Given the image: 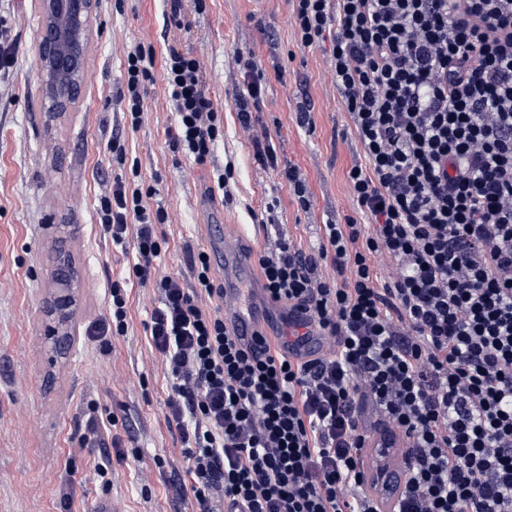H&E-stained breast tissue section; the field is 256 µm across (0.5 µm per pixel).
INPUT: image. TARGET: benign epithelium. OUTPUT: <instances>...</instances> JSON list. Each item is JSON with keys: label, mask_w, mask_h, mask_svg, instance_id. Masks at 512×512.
<instances>
[{"label": "benign epithelium", "mask_w": 512, "mask_h": 512, "mask_svg": "<svg viewBox=\"0 0 512 512\" xmlns=\"http://www.w3.org/2000/svg\"><path fill=\"white\" fill-rule=\"evenodd\" d=\"M96 0H38L41 14L35 50L41 63L42 91L49 111L61 113L82 91L86 52L92 36ZM52 291L46 302L45 336L57 357L65 358L75 345L73 318L81 293V278L65 250H58L51 271ZM390 451L378 449L372 477L386 485Z\"/></svg>", "instance_id": "benign-epithelium-1"}]
</instances>
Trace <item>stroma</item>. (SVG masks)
Segmentation results:
<instances>
[{
  "label": "stroma",
  "instance_id": "1",
  "mask_svg": "<svg viewBox=\"0 0 512 512\" xmlns=\"http://www.w3.org/2000/svg\"><path fill=\"white\" fill-rule=\"evenodd\" d=\"M169 0H97L86 77L77 103L52 117L41 93L34 40L35 0H0V33L15 48L0 71V512H94L104 497L121 512H192L175 500L169 469L185 470L166 401L172 377L147 326L157 306L154 288L132 273V246L113 244L99 222L100 200L117 180L152 190L162 206L159 264L184 286L195 283L193 260L210 251L205 225L212 210L225 224H243V250L273 247L276 228L303 248L317 246L328 221L360 219L347 174L363 160L343 110L323 46H301L289 0H183L184 28L170 26ZM198 57L223 133L207 164L175 151L167 137L176 114L163 79L169 45ZM153 47L142 121L125 116L129 53ZM254 55L264 77L255 116L268 128L278 167L262 165L239 124L233 98L245 84L239 56ZM310 104L312 124L297 120ZM123 151L113 154L112 139ZM298 168L311 206L295 202L279 168ZM227 170L226 193L214 189ZM79 228L66 247L84 286L74 318L78 336L67 358H56L43 335L48 269L60 225ZM126 295L128 329L93 333L108 318L113 285ZM128 418L109 478L98 474V451L83 447L91 420ZM165 470H158L157 460Z\"/></svg>",
  "mask_w": 512,
  "mask_h": 512
}]
</instances>
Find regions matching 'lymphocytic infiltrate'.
<instances>
[{
    "label": "lymphocytic infiltrate",
    "mask_w": 512,
    "mask_h": 512,
    "mask_svg": "<svg viewBox=\"0 0 512 512\" xmlns=\"http://www.w3.org/2000/svg\"><path fill=\"white\" fill-rule=\"evenodd\" d=\"M290 3L301 45L330 47L363 152L348 182L366 221L325 224L314 254L278 232L258 265L327 348L308 360L244 348L209 255L184 287L156 263L163 208L120 180L101 201L113 242L137 224L132 273L157 290L150 336L187 462L168 483L194 512H512V0ZM153 60L128 56L134 127ZM243 68L234 106L274 167L252 115L263 70L252 57ZM164 79L170 143L206 163L221 125L202 62L169 47ZM377 434L406 442L388 499L366 477Z\"/></svg>",
    "instance_id": "1"
}]
</instances>
